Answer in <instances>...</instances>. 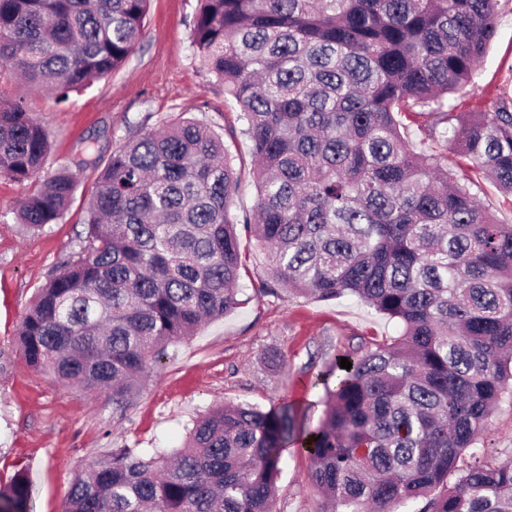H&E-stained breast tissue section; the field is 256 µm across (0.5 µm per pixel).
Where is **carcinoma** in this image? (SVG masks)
Instances as JSON below:
<instances>
[{"label":"carcinoma","instance_id":"obj_1","mask_svg":"<svg viewBox=\"0 0 512 512\" xmlns=\"http://www.w3.org/2000/svg\"><path fill=\"white\" fill-rule=\"evenodd\" d=\"M149 0H0V68L65 100L122 67ZM498 0H200L192 39L240 106L256 163L254 214L229 209L224 142L179 116L113 153L90 199L87 244L26 310L32 369L112 402L169 347L238 305L242 224L268 251V292L353 295L402 325L336 367L311 433L301 411L226 404L193 422L172 456L114 448L76 478L66 512H277L283 448L309 443L331 512H512V460L464 462L512 396V224L442 164L453 147L512 194V95L480 112L448 96L496 34ZM428 114L415 151L403 114ZM48 132L23 97L0 101V174L42 187L20 223L55 224L76 190L41 176ZM24 470L0 512H30Z\"/></svg>","mask_w":512,"mask_h":512}]
</instances>
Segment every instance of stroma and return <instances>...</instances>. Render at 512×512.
Returning <instances> with one entry per match:
<instances>
[{
	"label": "stroma",
	"instance_id": "stroma-1",
	"mask_svg": "<svg viewBox=\"0 0 512 512\" xmlns=\"http://www.w3.org/2000/svg\"><path fill=\"white\" fill-rule=\"evenodd\" d=\"M198 0H150L145 37L129 60L87 90L57 102L49 91H25L0 77V100L24 96L47 129L46 171L70 166L77 188L63 218L34 230L14 213L25 189L0 176V483L18 470L32 482L31 512H66L74 480L112 448L142 454L180 448L193 420L222 403L270 409L288 400L307 407L306 428L319 424L326 390L336 384V356H357L398 335L388 319L356 297L318 300L270 295L266 249L243 241L246 268L239 305L202 325L169 350L142 382L122 419L102 396H85L54 376L29 368L17 342L21 318L37 290L84 244L88 201L97 188L95 156L109 157L137 134L178 116L222 137L238 177L233 215L257 204L255 161L242 135L238 104L201 64L191 39ZM497 33L473 81L452 95L456 111L477 112L512 88V0H499ZM449 168L476 180L481 202L512 224V196L503 194L455 151ZM487 464L512 458V400H503L474 448ZM278 512H325L311 484V463L291 445L282 454Z\"/></svg>",
	"mask_w": 512,
	"mask_h": 512
}]
</instances>
